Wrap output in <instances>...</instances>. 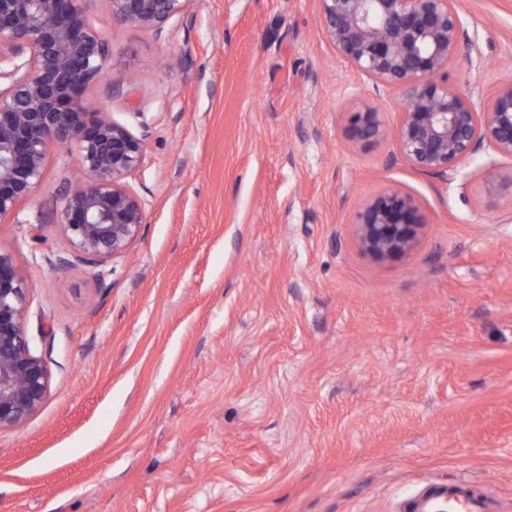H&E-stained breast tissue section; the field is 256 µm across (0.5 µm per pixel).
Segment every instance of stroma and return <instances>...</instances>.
Listing matches in <instances>:
<instances>
[{
  "label": "stroma",
  "mask_w": 512,
  "mask_h": 512,
  "mask_svg": "<svg viewBox=\"0 0 512 512\" xmlns=\"http://www.w3.org/2000/svg\"><path fill=\"white\" fill-rule=\"evenodd\" d=\"M479 55L448 85L512 78V0H458ZM109 45L86 94L144 140L145 222L100 266L60 265L74 154L49 145L0 223L49 372L0 429V512H403L465 482L512 512V159L448 178L398 154L403 100L340 58L318 0H192L162 33L87 0ZM374 106L358 142L350 112ZM399 190L425 222L378 259L355 214ZM382 126L380 112L369 105H363L354 112H350V130L357 140L367 142L378 138Z\"/></svg>",
  "instance_id": "obj_1"
}]
</instances>
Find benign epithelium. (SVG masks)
I'll return each instance as SVG.
<instances>
[{
    "instance_id": "obj_1",
    "label": "benign epithelium",
    "mask_w": 512,
    "mask_h": 512,
    "mask_svg": "<svg viewBox=\"0 0 512 512\" xmlns=\"http://www.w3.org/2000/svg\"><path fill=\"white\" fill-rule=\"evenodd\" d=\"M84 0H0V223L25 224L22 202L44 175L55 143L76 155L84 178L64 196L62 264L96 266L125 252L145 211L123 182L138 167L144 140L112 113L87 110L85 93L103 78L109 46ZM112 16L162 31L190 0H109ZM325 34L357 72L404 98L395 129L401 158L446 176L480 148L512 158V79L487 106L448 87V66L470 42L456 0H319ZM373 107L350 113L360 141L380 135ZM425 223L409 194L384 192L357 212L361 243L377 258L408 250ZM29 292L13 256L0 251V428L24 422L45 400L49 373L28 335Z\"/></svg>"
}]
</instances>
